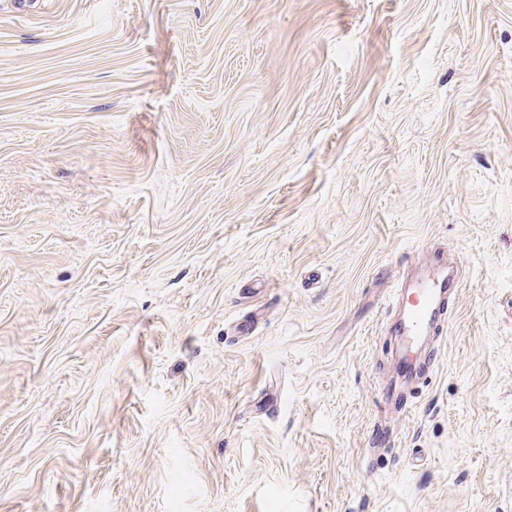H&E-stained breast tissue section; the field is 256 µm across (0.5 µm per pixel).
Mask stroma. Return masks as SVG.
<instances>
[{
	"label": "stroma",
	"mask_w": 512,
	"mask_h": 512,
	"mask_svg": "<svg viewBox=\"0 0 512 512\" xmlns=\"http://www.w3.org/2000/svg\"><path fill=\"white\" fill-rule=\"evenodd\" d=\"M0 512H512V0H0ZM448 276L437 270L427 272L412 288L413 301L406 314L393 324L395 336L404 347L403 358L396 366L410 373L411 355L424 336H434L441 324V299L449 288Z\"/></svg>",
	"instance_id": "35a3bbf8"
}]
</instances>
